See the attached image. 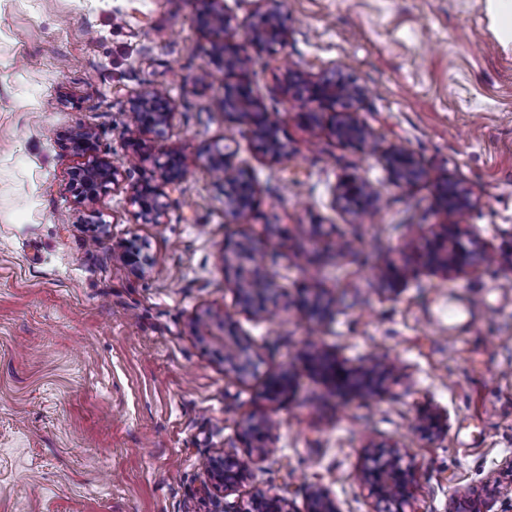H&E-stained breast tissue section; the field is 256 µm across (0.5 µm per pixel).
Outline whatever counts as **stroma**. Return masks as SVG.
<instances>
[{"instance_id":"1","label":"stroma","mask_w":512,"mask_h":512,"mask_svg":"<svg viewBox=\"0 0 512 512\" xmlns=\"http://www.w3.org/2000/svg\"><path fill=\"white\" fill-rule=\"evenodd\" d=\"M201 8L0 0V512H213L203 460L250 454L245 425L268 414L266 455L225 502L279 493L307 512L321 490L340 512H395L363 478L371 454L395 450L415 477L406 512H512V43L488 0H280L288 40L246 75L280 128L277 162L224 118ZM339 72L364 90L353 111L378 153L341 142L332 113L304 117L299 92ZM157 86L172 119L137 154L127 113ZM84 132L121 171L91 200L73 184ZM221 148L257 185L243 224L226 223L209 172ZM393 148L422 167L415 185L392 184ZM169 152L184 173L143 223L132 190L159 181ZM350 177L376 192L374 223L336 204ZM448 178L473 191L470 208L448 207ZM448 224L496 262L427 267ZM240 234L269 253L272 316L243 311L224 274V240ZM133 241L138 268L123 259ZM404 266L399 290L377 275ZM452 303L474 310L452 321ZM228 339L247 374L225 362ZM326 353L376 358L382 394L330 388ZM286 372L289 395L267 398Z\"/></svg>"}]
</instances>
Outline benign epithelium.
I'll return each instance as SVG.
<instances>
[{
    "instance_id": "obj_1",
    "label": "benign epithelium",
    "mask_w": 512,
    "mask_h": 512,
    "mask_svg": "<svg viewBox=\"0 0 512 512\" xmlns=\"http://www.w3.org/2000/svg\"><path fill=\"white\" fill-rule=\"evenodd\" d=\"M204 5L199 19L203 28L208 31L216 29L226 35L232 28L235 17L224 9L215 6V0H200ZM262 7L248 27L249 50L239 45L224 41V72L227 74L244 75L253 56L270 53L282 46L287 40V29L280 20L278 0H260ZM308 99L322 108L336 110V105L352 103L361 95V88L346 76L323 77L307 85ZM130 114L135 116L137 131L130 141L139 145L141 134L154 133L161 135L168 128L172 112L170 98L154 88L136 96L131 102ZM336 125L337 137L350 145L362 146L371 139V132L352 112H339ZM224 118L244 123L249 126L252 135L259 142L260 150L272 160L278 159L284 149L277 134V129L268 123L266 110L261 101L252 93L249 84L239 81L226 87L224 99ZM386 167L391 181L396 185H411L420 175L414 159L403 149H392L384 155ZM214 169L239 174L238 187L230 197L224 198V215L229 224L244 223L245 213L253 206L256 186L254 181L235 163L233 156L226 152H218L210 161ZM161 178L172 182L183 174L180 157L169 154L165 162L160 164ZM82 178L85 197L93 199L99 190L110 183H119V167L105 159L92 157L86 165L78 169ZM161 193L157 186L145 183L136 187L130 197L131 203L139 209V215L146 223L157 224L164 213L165 205L160 200ZM445 197L454 207L463 209L473 203V192L462 189L453 181L445 188ZM363 199L364 211H373V194L369 184L358 177L349 178L338 186L337 200L343 209L347 203ZM438 248L430 255L428 266L446 274L452 272H468L484 266L492 260V256L484 251L472 252L459 241L456 225L450 224L444 237L436 240ZM244 259L247 254L241 249V242L233 238L224 240V266L230 267L232 258ZM239 302L244 311L255 314L271 312L272 295L258 293L253 282L238 279L235 282ZM224 354L239 361V370L246 366V350L238 341L224 343ZM253 460L226 456L220 460L209 459L205 463V486L215 492H228L236 488L249 473ZM365 480L372 486L376 494L383 500H392L397 504L406 503L412 497L414 474L402 467L401 457L396 452L377 463L365 472ZM288 500L281 494L271 495L242 501L235 507H224V512H288ZM308 512H338V508L327 494L316 491L309 499Z\"/></svg>"
}]
</instances>
